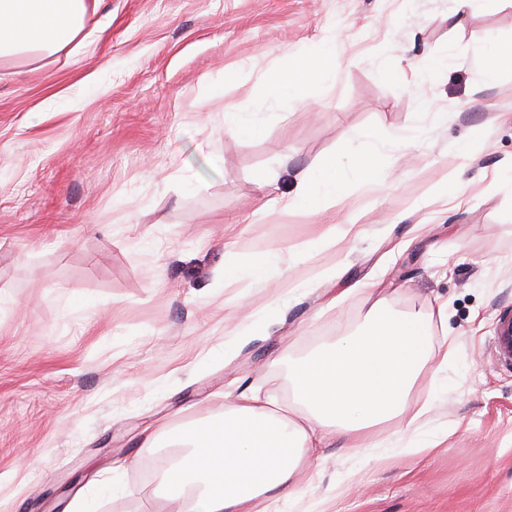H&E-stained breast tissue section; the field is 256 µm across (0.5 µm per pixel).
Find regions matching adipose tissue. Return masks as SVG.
Instances as JSON below:
<instances>
[{"instance_id": "obj_1", "label": "adipose tissue", "mask_w": 512, "mask_h": 512, "mask_svg": "<svg viewBox=\"0 0 512 512\" xmlns=\"http://www.w3.org/2000/svg\"><path fill=\"white\" fill-rule=\"evenodd\" d=\"M88 0H0V56L19 51L56 52L83 29ZM336 66L322 55L297 70L269 77L273 99L302 98L308 80L334 81ZM335 159L310 166L284 208L306 207L344 193ZM339 266L321 268L312 279L279 293L260 323L280 321L292 301L307 290L335 285ZM448 305L434 314L393 316L375 307L358 331L313 349L289 365V385L303 407L300 416L271 391L245 388L225 404L222 417L167 428L168 444L188 454L167 467L160 484L179 512H269L271 502L296 495L299 476L325 449L339 446L368 466L402 453L398 441L379 443L365 429L399 417L412 427L417 415L408 397L433 357L427 338L434 323H447Z\"/></svg>"}]
</instances>
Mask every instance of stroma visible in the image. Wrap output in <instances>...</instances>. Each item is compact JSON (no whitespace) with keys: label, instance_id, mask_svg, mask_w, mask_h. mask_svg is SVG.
<instances>
[{"label":"stroma","instance_id":"obj_1","mask_svg":"<svg viewBox=\"0 0 512 512\" xmlns=\"http://www.w3.org/2000/svg\"><path fill=\"white\" fill-rule=\"evenodd\" d=\"M98 0L55 53L0 58V512H66L117 458L121 493L98 512H177L158 474L173 454L144 430L218 415L226 394L290 397L287 358L362 322L448 301L446 366L430 362L411 408L444 435L341 484L327 449L304 502L322 512H512V360L498 326L512 315V65L487 82L483 49L512 40V5L473 0ZM337 34L335 84L304 100L268 97V78ZM397 60L384 74L385 59ZM257 113L242 138L225 106ZM407 145L387 184L316 208L261 209L295 176L349 153L364 133ZM353 232L327 247L325 225ZM292 247L280 284L339 264L333 291L292 302L251 332L273 299L225 277ZM236 350L225 363V347Z\"/></svg>","mask_w":512,"mask_h":512}]
</instances>
